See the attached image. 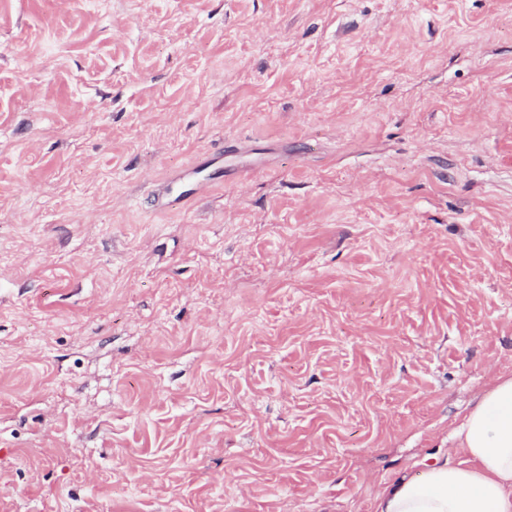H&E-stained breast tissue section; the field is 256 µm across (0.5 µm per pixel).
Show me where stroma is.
Returning a JSON list of instances; mask_svg holds the SVG:
<instances>
[{
    "instance_id": "stroma-1",
    "label": "stroma",
    "mask_w": 512,
    "mask_h": 512,
    "mask_svg": "<svg viewBox=\"0 0 512 512\" xmlns=\"http://www.w3.org/2000/svg\"><path fill=\"white\" fill-rule=\"evenodd\" d=\"M512 376V0H0V512H375Z\"/></svg>"
}]
</instances>
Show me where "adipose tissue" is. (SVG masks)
<instances>
[{
	"instance_id": "obj_1",
	"label": "adipose tissue",
	"mask_w": 512,
	"mask_h": 512,
	"mask_svg": "<svg viewBox=\"0 0 512 512\" xmlns=\"http://www.w3.org/2000/svg\"><path fill=\"white\" fill-rule=\"evenodd\" d=\"M458 437L466 461L436 463L421 480L385 488L376 512H512V376L464 416Z\"/></svg>"
}]
</instances>
